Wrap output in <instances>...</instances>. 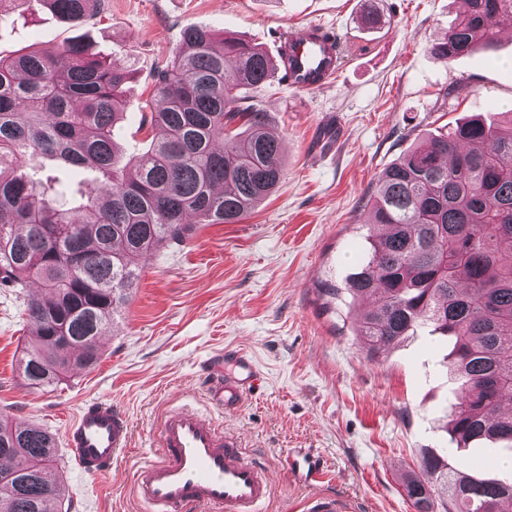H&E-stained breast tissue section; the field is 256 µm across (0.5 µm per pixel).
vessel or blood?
<instances>
[{
	"instance_id": "vessel-or-blood-1",
	"label": "vessel or blood",
	"mask_w": 512,
	"mask_h": 512,
	"mask_svg": "<svg viewBox=\"0 0 512 512\" xmlns=\"http://www.w3.org/2000/svg\"><path fill=\"white\" fill-rule=\"evenodd\" d=\"M278 60L289 86L300 91L322 87L340 69L332 39L316 24L282 37ZM235 365L239 373L232 376L224 372L223 357H212L209 364L214 395L228 410L239 407L257 379L246 355L236 356ZM129 434L123 413L92 401L68 426L65 440L82 472L96 477L111 472ZM158 448V457L143 463L134 478V491L150 512H259L271 494L267 471L245 456L235 438L195 410L174 408L166 414Z\"/></svg>"
}]
</instances>
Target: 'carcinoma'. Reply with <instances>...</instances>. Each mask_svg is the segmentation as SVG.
Returning <instances> with one entry per match:
<instances>
[{"label": "carcinoma", "instance_id": "carcinoma-1", "mask_svg": "<svg viewBox=\"0 0 512 512\" xmlns=\"http://www.w3.org/2000/svg\"><path fill=\"white\" fill-rule=\"evenodd\" d=\"M79 26L102 0H27ZM512 27V0H466L431 51L452 61ZM279 69L260 47L186 27L177 55L158 70L150 124L157 138L139 156L116 144L130 73L73 38L0 55V286L26 288L33 336L19 370L48 389L100 359L97 339L136 286L141 264L166 239L183 243L186 217L236 224L284 176L279 138L239 90ZM95 182L67 206L66 181L21 173L30 158ZM372 224L384 232L349 281L354 300L376 298L359 319L376 356L423 327L453 340L448 371L461 380L450 411L463 447L512 450V113L501 126L473 118L407 151L380 174ZM0 512H51L62 495L55 437L0 417ZM417 512H504L512 483L477 478L425 455L405 482Z\"/></svg>", "mask_w": 512, "mask_h": 512}]
</instances>
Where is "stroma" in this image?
Wrapping results in <instances>:
<instances>
[{"label": "stroma", "mask_w": 512, "mask_h": 512, "mask_svg": "<svg viewBox=\"0 0 512 512\" xmlns=\"http://www.w3.org/2000/svg\"><path fill=\"white\" fill-rule=\"evenodd\" d=\"M81 26L19 6L0 23V53L88 42L131 69L118 141L143 154L142 124L157 71L185 27L230 34L274 53L289 28L318 23L337 35L341 70L311 91L281 77L249 88L282 145L279 188L236 224H198L182 245L158 243L137 287L99 340V364L55 389H30L19 360L32 336L22 298L0 287V414L51 431L64 485L58 512H147L133 475L155 456L171 408L190 405L240 437L270 474L260 512H301L316 487L286 459L311 451L330 476L324 492L348 512H415L405 480L430 452L458 446L446 414L460 383L444 365L450 342L418 330L369 359L357 331L365 302L346 291L371 250L372 194L382 171L422 139L467 117L512 112V42L447 62L430 50L461 0H106ZM377 25H364L368 12ZM240 350L260 385L233 413L211 399L208 358ZM90 400L127 417L128 447L104 477L74 465L65 433Z\"/></svg>", "instance_id": "obj_1"}]
</instances>
